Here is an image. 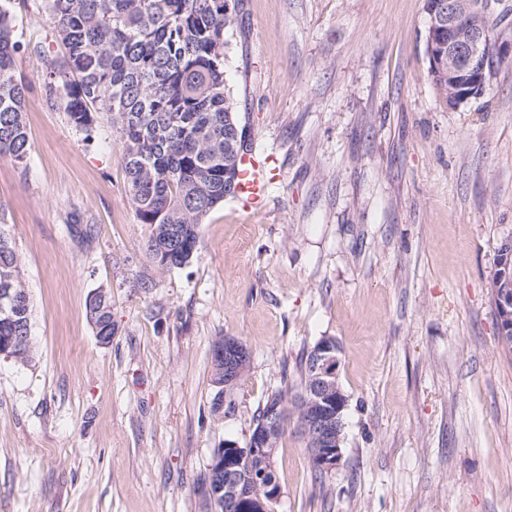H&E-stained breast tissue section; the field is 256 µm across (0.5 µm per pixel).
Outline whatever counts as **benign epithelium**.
Wrapping results in <instances>:
<instances>
[{"label": "benign epithelium", "instance_id": "1", "mask_svg": "<svg viewBox=\"0 0 512 512\" xmlns=\"http://www.w3.org/2000/svg\"><path fill=\"white\" fill-rule=\"evenodd\" d=\"M493 12L490 0H478L470 9H461L458 0H436L427 21V33L448 30V81L452 88L448 95V107L453 109L486 90L490 74L499 59L512 57V39L500 37L494 47H488V18ZM468 77L466 84L458 85L457 76ZM498 327L502 341H507V332L512 330V275L505 271L499 274ZM224 349V373L233 377L239 371L237 364L243 356L244 347L234 339H226ZM307 366L308 385L295 402L299 416V431L314 442L309 450L312 465L323 472H332L343 458L341 445L345 428L343 411L347 398L339 386V346L335 339L324 338L310 350ZM0 356L25 363L31 357V338L12 336L8 345L0 346ZM282 429L281 405L269 403L265 417L251 431L247 443L241 447L236 442L225 441L223 455L214 457L213 464L224 471V499L242 512H268L278 503L281 489L273 484L265 486L266 500L258 505L241 501L235 481L236 469L256 455H266L280 438Z\"/></svg>", "mask_w": 512, "mask_h": 512}]
</instances>
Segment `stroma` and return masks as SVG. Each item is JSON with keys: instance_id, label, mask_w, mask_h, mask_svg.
Returning a JSON list of instances; mask_svg holds the SVG:
<instances>
[{"instance_id": "35a3bbf8", "label": "stroma", "mask_w": 512, "mask_h": 512, "mask_svg": "<svg viewBox=\"0 0 512 512\" xmlns=\"http://www.w3.org/2000/svg\"><path fill=\"white\" fill-rule=\"evenodd\" d=\"M424 0H238L225 74L276 177L263 210L225 200L189 264L161 268L125 192L119 133L46 95L61 53L46 0H14L26 164L0 159V210L32 300L35 352L0 356V512H200L215 449L246 444L341 347L343 461L316 480L276 452L275 512H512V354L489 283L512 240V64L452 109L428 73ZM112 296L98 344L85 303ZM249 352L217 404L211 347Z\"/></svg>"}]
</instances>
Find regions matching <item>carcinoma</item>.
Masks as SVG:
<instances>
[{
	"instance_id": "cac0c4a2",
	"label": "carcinoma",
	"mask_w": 512,
	"mask_h": 512,
	"mask_svg": "<svg viewBox=\"0 0 512 512\" xmlns=\"http://www.w3.org/2000/svg\"><path fill=\"white\" fill-rule=\"evenodd\" d=\"M226 0H48L60 58L41 56L49 97L71 123L91 134L101 112L117 125L126 194L139 223L148 226L146 255L162 268H179L197 253L205 216L236 195L250 144H231L239 126L224 71L226 32L234 12ZM13 0H0V159L26 161L25 85L15 77ZM176 227L168 242L163 225ZM18 255L0 229V297L21 288ZM96 336L112 335V314L89 319ZM31 326V306L11 321L0 314V336ZM277 479L265 456L240 469L249 499ZM199 484L203 512H232L224 498Z\"/></svg>"
}]
</instances>
